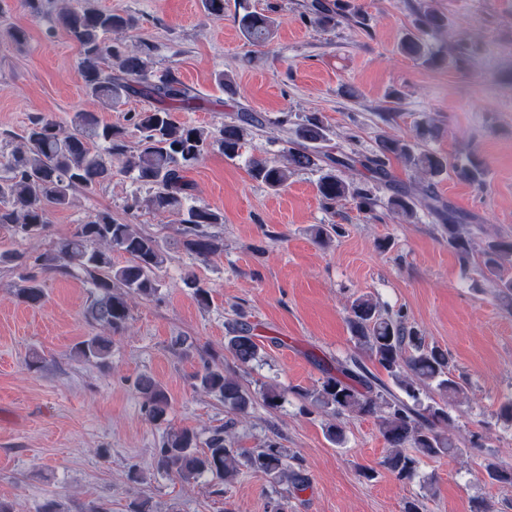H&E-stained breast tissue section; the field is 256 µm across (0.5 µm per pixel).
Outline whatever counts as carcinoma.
<instances>
[{
  "instance_id": "obj_1",
  "label": "carcinoma",
  "mask_w": 512,
  "mask_h": 512,
  "mask_svg": "<svg viewBox=\"0 0 512 512\" xmlns=\"http://www.w3.org/2000/svg\"><path fill=\"white\" fill-rule=\"evenodd\" d=\"M346 11L353 19L358 17L345 0H313L309 20L317 27L333 28L337 17ZM59 18L79 45L80 74L90 99L106 109L117 110L128 98L139 94L154 99L157 106L129 113L128 121L139 133L133 147L126 144L122 128L102 121L95 112L75 113L66 129L46 116L31 119L21 144L0 163V225L10 228L14 237L21 240L42 235L53 210L71 206L78 192L92 195L112 181V163L116 160L134 175L136 182L148 187V207L177 218L182 225L181 245L187 252L207 258L223 251L224 239L208 228L224 223V216L210 208L188 204L191 184L187 172L215 145L227 158L240 156L245 137L261 124L260 117L243 113L216 134L180 122L174 112L192 108L197 95L171 74L153 80L148 44L112 38V34L134 27L131 16L101 10L84 0L81 7H62ZM235 22L246 41L256 47L269 40L274 26L269 16L247 9L235 15ZM447 27L448 16L427 5L419 10L413 29L404 34L398 49L427 64H464L474 53L468 42L460 40L446 54L438 55L423 39L424 34ZM439 134V126L431 121L423 122L413 139L383 133L376 149L363 156L360 164L377 181L388 179V165L397 160L424 179L452 174L485 187L487 171L472 147L464 148L451 162L428 148ZM329 140V129L317 116L309 115L296 125L294 139L280 159L254 156L248 161L249 173L277 191L287 185L291 172L316 170L320 172L317 190L326 207L332 208L337 201L350 197L361 212L374 214L377 200L363 182L345 179L336 174L334 167L321 165L325 158L321 145ZM430 188L429 184H421L401 190L388 199V207L408 219L416 216L419 203L435 212L448 236V246L458 255L464 270L492 281L499 299L511 307L512 275L505 273V262L512 259V239H488L476 245L473 229L464 227L463 218L453 209L437 207ZM114 250L128 256L125 265H112ZM165 261L164 249L155 238L116 222L108 211L90 216L76 226L70 238L35 258V263L45 270H81L94 288L85 317L104 333L79 341L75 356L86 362H107L112 354V334L127 328L131 300L156 295ZM21 281L20 300L33 307L41 305L46 297L43 283L31 275ZM184 283L193 289L200 306L209 305L208 290L193 276H186ZM347 321L358 346L386 371L404 396L378 390L375 381L361 371L357 359L350 358L326 370L314 404L330 410L337 419L377 418L388 445L383 464L402 481L412 480L425 458L480 448L474 442L463 449L451 434L453 420L448 414V400L463 395L465 386L453 374L446 350L428 344L421 331L408 324L404 311L383 310L367 296L351 303ZM224 348L241 366L251 364L261 353L257 336L242 321L229 324ZM194 380L196 388L216 395L224 402L225 410L237 417L247 415L258 397L271 409L277 408L283 398L272 385L257 397L236 377L224 373V367L208 361ZM136 389L146 418L154 424L168 422L171 401L163 387L153 378L142 376ZM154 459L157 471L185 482L209 475L230 485L246 469L267 476L274 485L286 482L296 491H304L309 485L303 465L290 450L269 441L261 448L240 452L232 447L222 428L212 431L201 450L195 432L169 427ZM485 472L493 483L512 485L511 464H491Z\"/></svg>"
}]
</instances>
